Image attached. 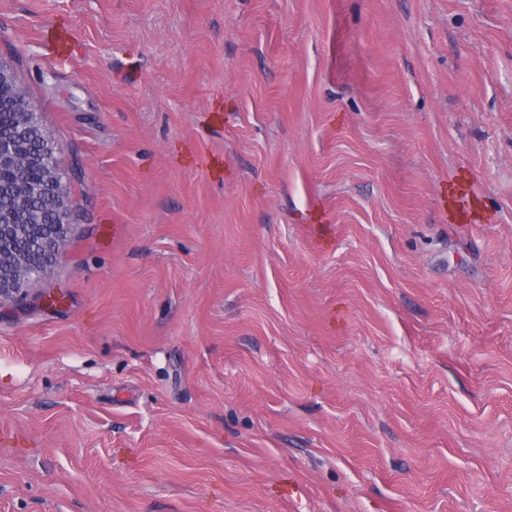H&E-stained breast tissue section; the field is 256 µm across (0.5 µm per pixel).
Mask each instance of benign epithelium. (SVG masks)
I'll return each instance as SVG.
<instances>
[{
    "instance_id": "benign-epithelium-1",
    "label": "benign epithelium",
    "mask_w": 512,
    "mask_h": 512,
    "mask_svg": "<svg viewBox=\"0 0 512 512\" xmlns=\"http://www.w3.org/2000/svg\"><path fill=\"white\" fill-rule=\"evenodd\" d=\"M5 93L14 100L17 129L26 143L0 141V169H10L24 179L13 211L0 214V240H26L34 234L38 239L21 248L0 247V306L32 291L67 245L76 220L69 207L71 188L60 173L54 142L13 72L0 62V94ZM46 214L51 217L48 224L42 223Z\"/></svg>"
}]
</instances>
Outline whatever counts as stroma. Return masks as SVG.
<instances>
[{
  "label": "stroma",
  "mask_w": 512,
  "mask_h": 512,
  "mask_svg": "<svg viewBox=\"0 0 512 512\" xmlns=\"http://www.w3.org/2000/svg\"><path fill=\"white\" fill-rule=\"evenodd\" d=\"M0 60L82 216L0 512H512V0H0Z\"/></svg>",
  "instance_id": "35a3bbf8"
}]
</instances>
